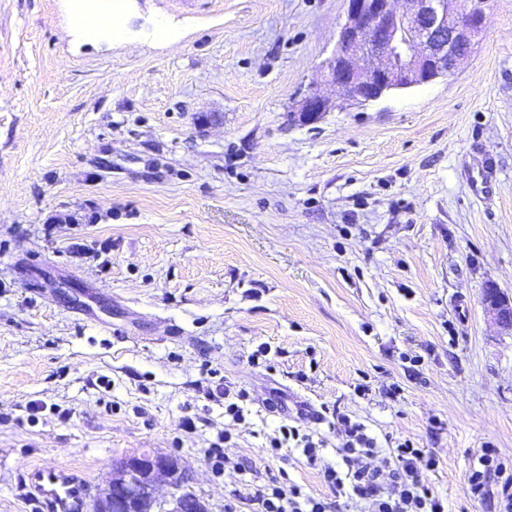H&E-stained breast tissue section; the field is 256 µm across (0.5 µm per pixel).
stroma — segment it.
<instances>
[{"label":"stroma","instance_id":"obj_1","mask_svg":"<svg viewBox=\"0 0 512 512\" xmlns=\"http://www.w3.org/2000/svg\"><path fill=\"white\" fill-rule=\"evenodd\" d=\"M70 8L0 0V512H30L26 467L98 489L144 448L210 512L271 477L330 502L326 423L303 422L317 464L261 450L323 405L377 466L431 448L448 512H498L464 479L485 443L512 458V330L481 303L512 298V0L454 76L313 126L288 111L345 0H124V35L94 41Z\"/></svg>","mask_w":512,"mask_h":512}]
</instances>
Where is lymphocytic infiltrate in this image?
Instances as JSON below:
<instances>
[{
  "label": "lymphocytic infiltrate",
  "instance_id": "lymphocytic-infiltrate-1",
  "mask_svg": "<svg viewBox=\"0 0 512 512\" xmlns=\"http://www.w3.org/2000/svg\"><path fill=\"white\" fill-rule=\"evenodd\" d=\"M338 450L341 468L328 467L323 479L337 496L360 502L361 512H447L443 498L435 492L429 476L438 466L431 449L406 439L390 451L387 469L373 466L377 440L363 423L340 417ZM301 448L309 463H316L318 446L313 436L299 426L281 423L262 444L264 452L277 455L288 445ZM467 495L478 501L497 497L501 512H512V459L486 444L473 460L464 479ZM238 501L256 504L258 512H334L332 503L314 498L296 484L269 480L248 487Z\"/></svg>",
  "mask_w": 512,
  "mask_h": 512
}]
</instances>
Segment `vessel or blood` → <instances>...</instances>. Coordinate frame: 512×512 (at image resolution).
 I'll use <instances>...</instances> for the list:
<instances>
[{
	"mask_svg": "<svg viewBox=\"0 0 512 512\" xmlns=\"http://www.w3.org/2000/svg\"><path fill=\"white\" fill-rule=\"evenodd\" d=\"M25 486L36 512H86L91 493L86 478L38 466L28 468Z\"/></svg>",
	"mask_w": 512,
	"mask_h": 512,
	"instance_id": "1",
	"label": "vessel or blood"
}]
</instances>
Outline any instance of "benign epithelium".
I'll return each mask as SVG.
<instances>
[{
  "label": "benign epithelium",
  "instance_id": "7a95c632",
  "mask_svg": "<svg viewBox=\"0 0 512 512\" xmlns=\"http://www.w3.org/2000/svg\"><path fill=\"white\" fill-rule=\"evenodd\" d=\"M411 2L413 8L401 13L395 0H347L334 53L322 65L325 81L337 95L311 90L288 113L289 120L315 124L336 109L454 75L474 53L485 12L473 10L470 0ZM482 304L497 324L512 329V302L498 290L484 294ZM162 482L171 489L168 500L159 495ZM189 483L174 454H127L115 460L91 512H210Z\"/></svg>",
  "mask_w": 512,
  "mask_h": 512
}]
</instances>
